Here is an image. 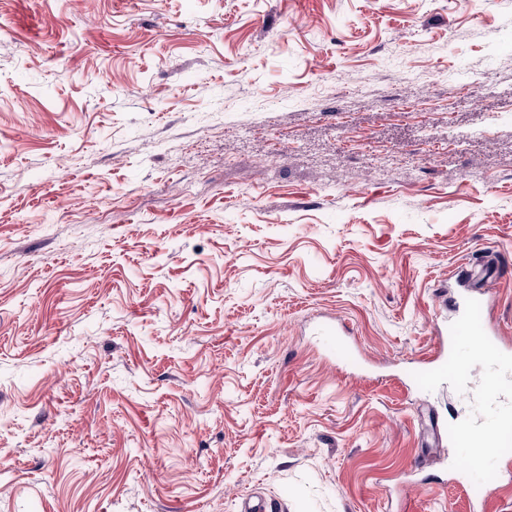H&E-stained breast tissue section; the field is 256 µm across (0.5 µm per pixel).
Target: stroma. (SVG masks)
Segmentation results:
<instances>
[{
	"label": "stroma",
	"mask_w": 512,
	"mask_h": 512,
	"mask_svg": "<svg viewBox=\"0 0 512 512\" xmlns=\"http://www.w3.org/2000/svg\"><path fill=\"white\" fill-rule=\"evenodd\" d=\"M510 106L512 0H0V512H512L408 382L487 259L512 352Z\"/></svg>",
	"instance_id": "stroma-1"
}]
</instances>
